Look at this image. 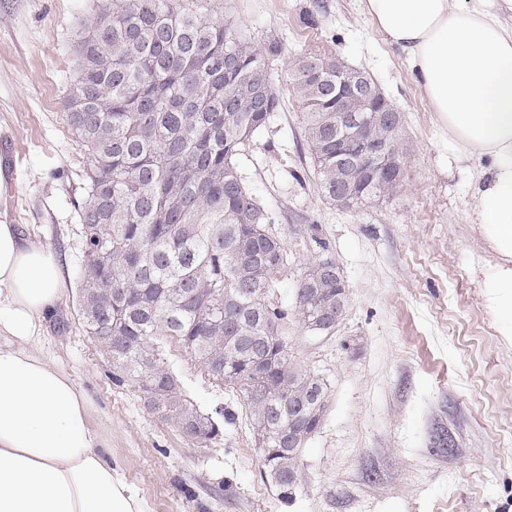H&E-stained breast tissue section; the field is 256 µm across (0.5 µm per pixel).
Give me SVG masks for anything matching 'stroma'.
<instances>
[{
	"mask_svg": "<svg viewBox=\"0 0 512 512\" xmlns=\"http://www.w3.org/2000/svg\"><path fill=\"white\" fill-rule=\"evenodd\" d=\"M190 6L231 16L256 44L282 49L269 61L280 108L239 157L287 244L278 297L292 305L321 240L346 284L333 334L313 335L293 317L285 326L291 361L315 370L328 388L292 499L262 478L239 394L166 344L169 367L197 408L235 415L220 437L193 443L174 421L149 412L137 383H113L77 315V205L90 158L69 129L64 101L77 71L75 45L97 0H0V222L55 251L67 273L42 355L88 394L92 430L148 512H512V343L483 303L484 271L497 256L475 222L469 175L450 165L448 138L405 56L374 30L363 0ZM314 54L369 73L401 113L406 177L392 199L344 209L307 176L292 61Z\"/></svg>",
	"mask_w": 512,
	"mask_h": 512,
	"instance_id": "stroma-1",
	"label": "stroma"
}]
</instances>
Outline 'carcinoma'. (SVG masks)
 Segmentation results:
<instances>
[{"label": "carcinoma", "instance_id": "1", "mask_svg": "<svg viewBox=\"0 0 512 512\" xmlns=\"http://www.w3.org/2000/svg\"><path fill=\"white\" fill-rule=\"evenodd\" d=\"M264 47L228 18L201 16L181 0H99L77 44L67 124L90 157L78 205L82 266L76 305L85 331L112 363V381L134 380L149 412L192 426L202 444L233 413H202L169 369L175 341L212 379L242 395L262 467L284 497L298 485L300 457L288 437L311 436L327 404L319 374L289 358L284 325L307 328L347 304L325 243L308 258L294 304L275 299L288 251L272 213L242 179L237 157L279 107ZM326 66L318 85L301 67ZM333 56L294 59V87L313 173L323 195L351 209L391 198L384 178L357 194L358 171L336 160ZM365 132L403 163L406 140L375 120Z\"/></svg>", "mask_w": 512, "mask_h": 512}]
</instances>
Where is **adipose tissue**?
Wrapping results in <instances>:
<instances>
[{
    "label": "adipose tissue",
    "instance_id": "1",
    "mask_svg": "<svg viewBox=\"0 0 512 512\" xmlns=\"http://www.w3.org/2000/svg\"><path fill=\"white\" fill-rule=\"evenodd\" d=\"M408 58L498 256L483 301L512 341V0H364ZM56 253L0 223V512H145L89 421L87 395L32 350L65 294Z\"/></svg>",
    "mask_w": 512,
    "mask_h": 512
}]
</instances>
